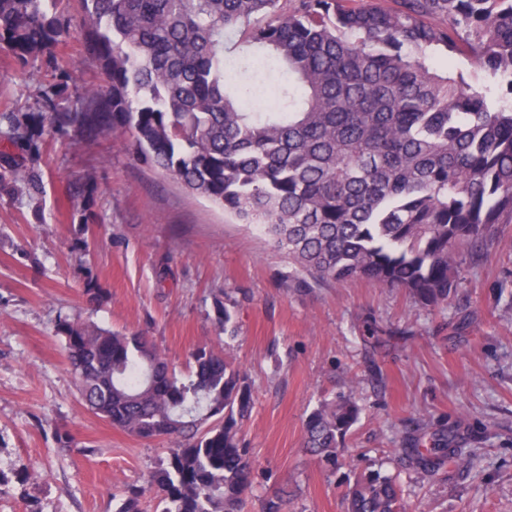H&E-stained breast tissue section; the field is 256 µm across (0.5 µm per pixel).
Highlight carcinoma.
Segmentation results:
<instances>
[{"mask_svg": "<svg viewBox=\"0 0 512 512\" xmlns=\"http://www.w3.org/2000/svg\"><path fill=\"white\" fill-rule=\"evenodd\" d=\"M84 49L110 92L44 113H0L12 145L119 130L132 156L245 224H258L308 281L366 280L448 306L457 256L477 258L512 224V0H77ZM69 0H0V44L27 61L71 34ZM458 58L478 84L429 60ZM84 301L109 293L88 279ZM215 321L236 335L232 308ZM84 406L140 439L166 438L165 464L127 488L118 512H243L260 477L241 434L248 373L201 347L177 377L144 332L61 320ZM362 407L322 401L305 447L328 465L348 454ZM433 477L472 450L433 432L400 448ZM350 512H402L395 478L347 485Z\"/></svg>", "mask_w": 512, "mask_h": 512, "instance_id": "carcinoma-1", "label": "carcinoma"}]
</instances>
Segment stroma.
I'll return each mask as SVG.
<instances>
[{
    "label": "stroma",
    "instance_id": "stroma-1",
    "mask_svg": "<svg viewBox=\"0 0 512 512\" xmlns=\"http://www.w3.org/2000/svg\"><path fill=\"white\" fill-rule=\"evenodd\" d=\"M80 43L72 33L54 57L25 63L0 47V113L48 112L55 84L68 97L107 93L95 64L69 65ZM125 142L0 144V171L30 175L0 189V512H116L123 489L168 456V441L84 407L54 330L63 318L145 331L180 375L193 349H227L254 384L243 434L264 473L243 512L280 492L286 512H346L348 474L368 469L399 472L405 512H512V224L478 263L460 255L444 309L368 281L305 288L263 231L134 160ZM89 277L110 291L95 307L81 296ZM218 300L235 310L233 340L215 323ZM337 394L364 411L332 470L304 448L303 422ZM416 419L476 449L474 466L425 479L393 458ZM65 433L77 443L66 452Z\"/></svg>",
    "mask_w": 512,
    "mask_h": 512
}]
</instances>
